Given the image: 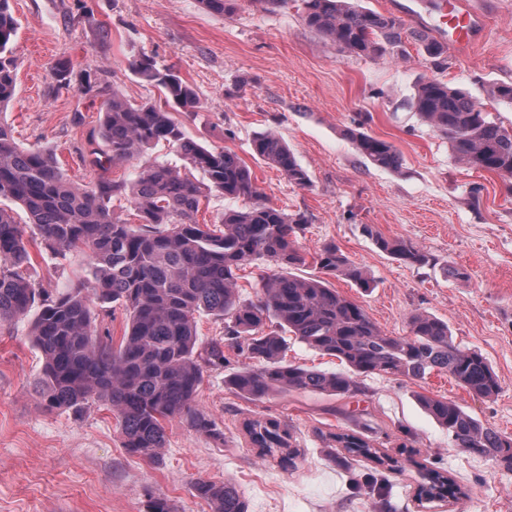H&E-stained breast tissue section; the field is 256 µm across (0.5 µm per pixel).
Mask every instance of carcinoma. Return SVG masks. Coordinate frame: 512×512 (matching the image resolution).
<instances>
[{"mask_svg": "<svg viewBox=\"0 0 512 512\" xmlns=\"http://www.w3.org/2000/svg\"><path fill=\"white\" fill-rule=\"evenodd\" d=\"M226 15L236 0H199ZM305 24L336 50L355 57H377L403 47L402 24L357 4V0H303ZM17 19L10 0H0V114L16 89ZM414 38L437 60L443 46L422 31ZM133 73L161 92L157 101L135 104L112 92L104 104L99 130L112 154L93 149L91 163L102 170L91 186L74 183L51 149L24 148L0 118V201L20 204L31 234L51 253L87 260L93 281L76 278L51 291L35 287L22 273L30 262L29 238L13 210L0 204V325L32 318L29 336L43 364L32 390L49 410H79L94 401L116 416L128 454L156 459L166 447L164 423L187 417L192 427L214 438L220 431L195 408L203 382V364L224 361V350L244 352L259 364L235 374L230 386L261 400L281 390L320 391L344 396L361 391L369 374L423 379L448 373L464 390L488 398L500 385L484 356L462 350L448 324L423 313L410 318V334L387 336L356 302L340 295L321 277L294 274L306 265L296 232L301 214L288 215L266 202L248 165L234 152L209 148L186 136L174 112L194 113L195 91L180 73L142 55L129 63ZM486 97L512 104V83H494ZM412 106L436 132L448 139L454 158L465 165L512 177V131L495 122L484 104L437 79L421 81ZM356 150L373 165L396 168V147L365 132H346ZM168 146L202 174L193 179L168 162L147 160V151ZM252 150L289 181L307 186L310 178L288 145L273 130L255 135ZM117 162H134V177L115 181L106 175ZM130 203L139 226L115 212L113 198ZM212 197L243 199L249 205L229 210L210 224L198 223L201 205ZM364 231L380 249L410 265L428 256L414 245L389 241L369 225ZM264 259L274 273L263 282L261 297L246 302L238 295V271ZM325 275L344 276L364 289L372 280L334 244L313 256ZM119 304L129 316L119 345L97 331L92 302ZM224 320V338L198 348L197 316ZM278 329H270L271 324ZM322 355L336 358L345 370L325 373L285 360L286 335ZM425 409L448 430L455 446L471 455L491 456L512 468V437L502 436L466 413L457 403L421 397ZM252 447L288 464L295 456L292 436L280 422L244 423ZM332 441L354 456L394 467L361 437L332 434ZM195 497L211 512H248L235 486L199 478ZM458 487L447 475L428 470L419 495L453 498Z\"/></svg>", "mask_w": 512, "mask_h": 512, "instance_id": "carcinoma-1", "label": "carcinoma"}]
</instances>
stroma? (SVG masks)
I'll list each match as a JSON object with an SVG mask.
<instances>
[{"label": "stroma", "instance_id": "1", "mask_svg": "<svg viewBox=\"0 0 512 512\" xmlns=\"http://www.w3.org/2000/svg\"><path fill=\"white\" fill-rule=\"evenodd\" d=\"M487 17L464 57L446 49L435 66L412 40L403 54L361 58L338 52L303 21V0L270 8L238 0L216 15L199 0H10L19 23L16 91L1 118L26 148L55 151L77 184L97 180L88 138L103 103L119 93L139 103L159 96L130 61L142 54L175 67L195 90L200 109L175 118L185 134L235 152L252 170L266 200L305 223L300 247L314 253L336 244L368 271L373 286L344 277L330 287L360 304L389 336L409 333L412 315L447 323L456 345L480 352L498 376L489 398L468 393L445 372L422 379L372 374L362 393L339 398L285 391L253 400L228 380L253 367L227 352L204 367L196 408L221 430L214 439L186 418L165 423L158 460L129 455L111 411L46 410L30 384L42 357L29 325L0 326V512H147L167 497L174 512H209L193 496L196 479L234 485L249 512H512V471L489 456L456 448L420 404L429 395L461 405L485 426L512 436V178L458 163L446 138L411 105L418 83L435 78L487 105L512 129V104H487L485 88L512 81V0H472ZM69 60L71 82L55 65ZM95 83L82 89L84 77ZM361 129L392 142L399 168H380L347 138ZM274 130L308 170L296 185L254 156V133ZM420 248L429 265L400 263L364 228ZM24 275L39 288L63 287L78 270L34 242ZM465 271L449 277V267ZM248 418H272L297 441L294 465L260 457L242 430ZM354 433L398 462L388 468L356 458L338 461L333 433ZM445 472L462 489L456 499L419 501L425 470Z\"/></svg>", "mask_w": 512, "mask_h": 512}]
</instances>
